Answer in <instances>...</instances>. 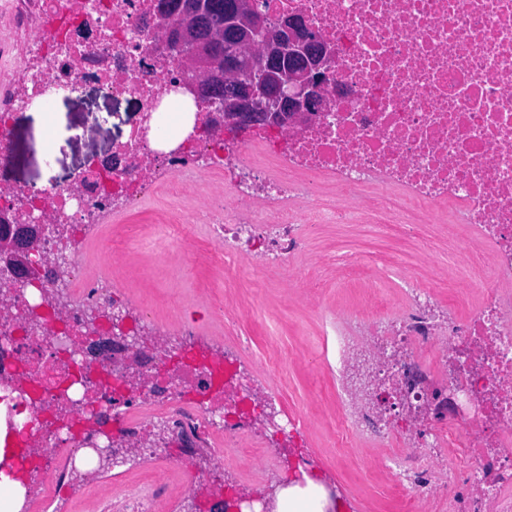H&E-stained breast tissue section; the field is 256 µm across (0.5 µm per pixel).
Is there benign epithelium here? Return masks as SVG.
I'll return each mask as SVG.
<instances>
[{"label":"benign epithelium","instance_id":"obj_1","mask_svg":"<svg viewBox=\"0 0 512 512\" xmlns=\"http://www.w3.org/2000/svg\"><path fill=\"white\" fill-rule=\"evenodd\" d=\"M224 13V30H217L213 42L234 43L224 71L199 74L203 58L193 63L186 47L194 41L191 27L169 26L163 7L154 4L157 41L163 55L161 64L173 60L178 70L177 86L204 101L208 112L195 121L194 131L222 136L228 132L247 135L257 131L297 132L309 125L317 113L331 105L328 83L336 48L321 32L299 15H286L276 22L268 19L259 0H230ZM249 58L248 72L237 73L236 56ZM41 201L33 197L27 204L29 220L21 215L0 216V285L12 291L27 274L31 255L45 236V225L35 222L34 211ZM119 330L134 333L128 343L133 352L140 348V331L125 319L110 321L105 333ZM113 374L125 379L127 387L142 385L139 372L132 370L128 357L112 359Z\"/></svg>","mask_w":512,"mask_h":512}]
</instances>
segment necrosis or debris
<instances>
[{
    "label": "necrosis or debris",
    "mask_w": 512,
    "mask_h": 512,
    "mask_svg": "<svg viewBox=\"0 0 512 512\" xmlns=\"http://www.w3.org/2000/svg\"><path fill=\"white\" fill-rule=\"evenodd\" d=\"M32 38L24 55L0 44V60L25 77V96L0 98V212L27 197L10 176L11 124L24 100H44L49 87L73 91L88 84L134 96L140 122L98 166L78 172L68 188L48 187L44 223L57 214L79 232L95 224L107 201L110 175L128 207L153 193V176L167 175L166 193L181 204L207 164L224 168V195L197 211L218 249L233 257L262 256L283 268L306 241L298 222L419 224L435 218L437 241L448 258L449 308L439 323L431 280L408 281L406 303L388 334L360 339L333 327L328 365L348 379L356 347L393 352V372L413 406L445 401L432 421L407 419L404 429L378 428L368 407L339 398V451L391 449L390 484L405 512H512V0H266L270 18L304 16L341 46L334 79L347 93L335 97L305 131L279 138L253 134L233 142L185 133L188 115L205 103L167 92L174 64L154 59L149 0H0ZM179 137L175 151L155 144ZM65 246L48 236L20 289L23 309L0 320V421L23 442L62 457L50 476L59 494L71 470L89 467L111 447L100 421L111 417L127 431L153 416L127 403L112 404L123 384L107 356L85 360L92 341L88 314L116 303L108 273H82L68 257L72 280L60 284L52 265ZM466 283L468 295L455 289ZM67 289V327L58 332L41 312L43 294ZM475 364L445 373L451 352ZM175 432L209 440L207 413L176 401L162 412ZM229 455L249 457L265 474V450L245 426L225 427L214 448V468Z\"/></svg>",
    "instance_id": "obj_1"
}]
</instances>
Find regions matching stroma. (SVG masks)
I'll return each instance as SVG.
<instances>
[{
    "label": "stroma",
    "mask_w": 512,
    "mask_h": 512,
    "mask_svg": "<svg viewBox=\"0 0 512 512\" xmlns=\"http://www.w3.org/2000/svg\"><path fill=\"white\" fill-rule=\"evenodd\" d=\"M137 122L134 99L112 97L96 86L67 94L56 102L54 163L45 164L43 130L33 115H25L11 133V179L19 186L67 187L94 158L108 156L115 141L127 136ZM157 183L158 190L137 208L117 201L97 226L71 240L68 249L93 255L97 265L110 268L113 282L127 299L128 315H136L142 303L154 305L155 316L142 328L144 346L159 340L165 349H177L183 342V324L194 322L198 352L232 357V379L250 381L254 392L281 413L308 417L299 450L289 447L283 436L270 435L264 425L249 420L246 429L263 442L271 473L254 476L247 460L233 458L225 463L223 483L247 499L264 500L279 487L319 478L335 491L346 512H403L401 504L386 493L389 478L381 462L382 449L345 456L329 437L336 383L321 357L325 342L317 311L346 312L361 303L360 288L346 287L326 268V260L336 255L389 253L396 258L392 272L397 279L421 268L444 278V256L420 247L428 225L407 224L399 235L380 236L360 224H304L300 230L307 239L306 250L287 268L273 272L257 263L225 266L223 259L212 256L208 229L200 224L195 238L207 256L191 264L159 245L155 232L162 224L191 222L201 197L219 194L221 180H203L176 215L167 206L165 174H158ZM110 239L123 241L119 256L105 253ZM397 279L389 285L395 316L401 311ZM219 304L226 310L221 319L214 314ZM275 359L282 362L277 373L267 369ZM144 434L160 443L155 459L132 451L120 467L108 466L93 476L78 469L54 499L45 498L44 493L55 465L42 460L30 475L31 500L41 504L42 512H123L124 500L153 478L167 482L173 512H221L220 485L205 479L213 467L209 443L184 448L157 418ZM301 454L313 461L305 475L297 469Z\"/></svg>",
    "instance_id": "35a3bbf8"
}]
</instances>
